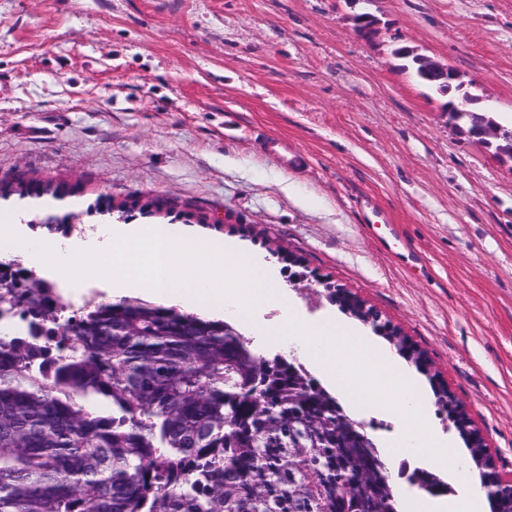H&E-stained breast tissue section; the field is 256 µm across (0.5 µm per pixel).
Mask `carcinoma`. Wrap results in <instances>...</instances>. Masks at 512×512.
<instances>
[{
  "mask_svg": "<svg viewBox=\"0 0 512 512\" xmlns=\"http://www.w3.org/2000/svg\"><path fill=\"white\" fill-rule=\"evenodd\" d=\"M24 274V303L0 297L1 321L28 320L0 342V512H336L321 495L347 491L368 463L371 512H398L373 434L363 423L355 445L336 447L328 409H345L297 359L273 354L279 408L259 427L263 352L233 322L139 299L59 322L54 286ZM301 397L317 440L295 448L288 402ZM409 476L450 490L424 469Z\"/></svg>",
  "mask_w": 512,
  "mask_h": 512,
  "instance_id": "cac0c4a2",
  "label": "carcinoma"
}]
</instances>
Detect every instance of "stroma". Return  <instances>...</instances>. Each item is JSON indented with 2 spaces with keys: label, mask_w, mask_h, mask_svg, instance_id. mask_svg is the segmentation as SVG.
Wrapping results in <instances>:
<instances>
[{
  "label": "stroma",
  "mask_w": 512,
  "mask_h": 512,
  "mask_svg": "<svg viewBox=\"0 0 512 512\" xmlns=\"http://www.w3.org/2000/svg\"><path fill=\"white\" fill-rule=\"evenodd\" d=\"M381 22L359 39L352 17ZM512 124V0H0V188L85 224H175L324 283L426 354L512 474V159L470 138L396 45ZM300 155L283 168L264 141Z\"/></svg>",
  "instance_id": "stroma-1"
}]
</instances>
